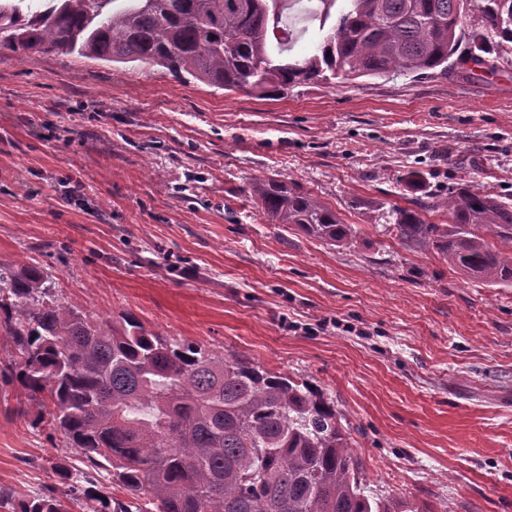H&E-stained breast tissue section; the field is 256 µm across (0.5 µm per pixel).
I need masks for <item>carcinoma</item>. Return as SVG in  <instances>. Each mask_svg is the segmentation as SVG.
<instances>
[{
    "mask_svg": "<svg viewBox=\"0 0 512 512\" xmlns=\"http://www.w3.org/2000/svg\"><path fill=\"white\" fill-rule=\"evenodd\" d=\"M0 0V55L78 54L139 62L224 91L281 99L331 78L426 74L452 64L498 71L512 54V0H350L315 52L291 62L274 27L280 0ZM477 20L467 23L470 4ZM468 49L457 54L463 38ZM248 193L271 224L346 246L356 229L284 177L258 176ZM432 209L392 210L400 241L434 251L491 286L512 288V203L473 182ZM497 238L493 246L486 235ZM0 334L16 357L0 373L29 400L50 405L48 422L137 504L84 486L86 472L60 467L63 496L4 498L11 512H429L367 494L343 414L309 384L232 354L149 332L132 314L94 320L61 302L36 267L0 266Z\"/></svg>",
    "mask_w": 512,
    "mask_h": 512,
    "instance_id": "obj_1",
    "label": "carcinoma"
}]
</instances>
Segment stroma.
I'll return each mask as SVG.
<instances>
[{
  "label": "stroma",
  "instance_id": "stroma-1",
  "mask_svg": "<svg viewBox=\"0 0 512 512\" xmlns=\"http://www.w3.org/2000/svg\"><path fill=\"white\" fill-rule=\"evenodd\" d=\"M346 7L287 0L291 56ZM260 175L335 209L354 244L268 223L246 192ZM472 180L512 199V66L264 100L136 63L0 56V265L311 384L367 486L432 512H512V288L406 246L387 215L447 223L433 198ZM23 396L0 375V489L61 494L57 466L83 459Z\"/></svg>",
  "mask_w": 512,
  "mask_h": 512
}]
</instances>
